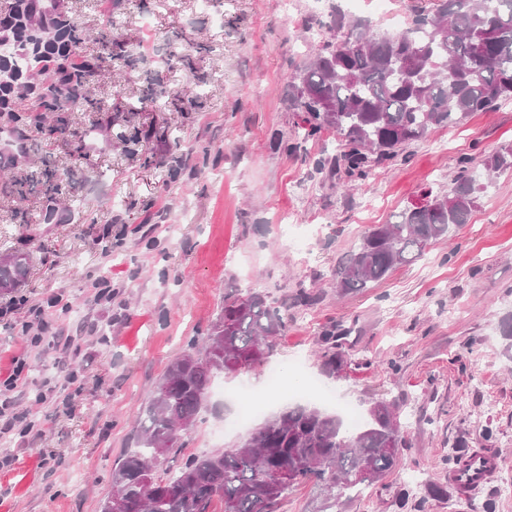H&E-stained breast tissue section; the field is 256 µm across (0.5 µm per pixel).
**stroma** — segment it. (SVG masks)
Returning <instances> with one entry per match:
<instances>
[{"label": "stroma", "instance_id": "1", "mask_svg": "<svg viewBox=\"0 0 512 512\" xmlns=\"http://www.w3.org/2000/svg\"><path fill=\"white\" fill-rule=\"evenodd\" d=\"M103 56L91 86L106 111L64 108V127L27 130L30 152L0 149V256L24 252L29 275L0 292V362L26 348L13 328L27 309L62 294L69 345L50 344L28 373L16 409L38 435L0 438L14 466L0 472V512H98L112 468L133 436L137 410L167 365L205 336L231 289L281 297L306 288L315 305L291 311L288 328L257 368L219 374L182 455L234 447L266 419L304 403L312 378L341 402L403 406L411 445L399 468L338 512H512V169L486 174L483 160L512 143V101L463 124L432 129L406 160L379 167L345 190L317 168L335 154L331 134L296 141L300 117L288 83L344 15L374 35L391 26L374 0H121L108 10L61 0ZM117 37L105 55L95 33ZM188 50L189 61L170 63ZM157 135L124 152L121 130ZM470 158L482 183L468 224L424 258L344 296L329 289L337 263L373 225L394 222L425 192L447 193ZM67 204L51 205L48 174ZM53 208L50 220L39 214ZM126 228L119 244L103 236ZM105 281L111 301L93 284ZM335 327L339 377L322 365L321 336ZM79 372L69 383L66 369ZM495 434L486 445L485 429ZM490 450L498 469L462 493L454 453Z\"/></svg>", "mask_w": 512, "mask_h": 512}]
</instances>
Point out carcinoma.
<instances>
[{
    "mask_svg": "<svg viewBox=\"0 0 512 512\" xmlns=\"http://www.w3.org/2000/svg\"><path fill=\"white\" fill-rule=\"evenodd\" d=\"M58 0H15L0 24V47L38 42L40 56H53L48 75L29 56L11 55L0 66V121L8 126L6 145L18 156L29 153L24 130L41 116L57 115L85 96L99 59L83 54L84 35L54 15ZM338 14L326 25L329 37L292 77L293 106L302 113L301 141L330 133L336 154L318 161L322 170L355 184L375 167L404 158L408 145L435 127L462 123L475 112L495 110L512 100V0H434L415 10L401 32L383 36L343 32ZM471 159L445 195L406 207L398 220L377 224L337 267L332 283L349 293L384 280L397 267L424 256L437 240L469 222L479 187L470 175ZM486 170L512 168V145L483 160ZM27 273L26 257L0 259V291L11 292ZM318 295L299 289L271 300L262 291L243 298L224 296L221 314L209 325L202 347L192 342L173 360L136 419V448L124 452L112 470V488L126 501L125 512H275L290 486L278 491L260 482L265 470L286 465L295 484L322 489L332 482L330 506L347 502L374 485L357 477L369 469L383 480L409 447L400 407L368 402L362 424L349 428L337 415L297 405L267 420L252 437L220 453L190 455L175 470L165 467L180 453L175 439L182 426L194 427L212 381L228 371L227 362L255 349L270 355L288 328V311L309 307ZM324 366L339 373L336 327L327 329Z\"/></svg>",
    "mask_w": 512,
    "mask_h": 512,
    "instance_id": "carcinoma-1",
    "label": "carcinoma"
}]
</instances>
